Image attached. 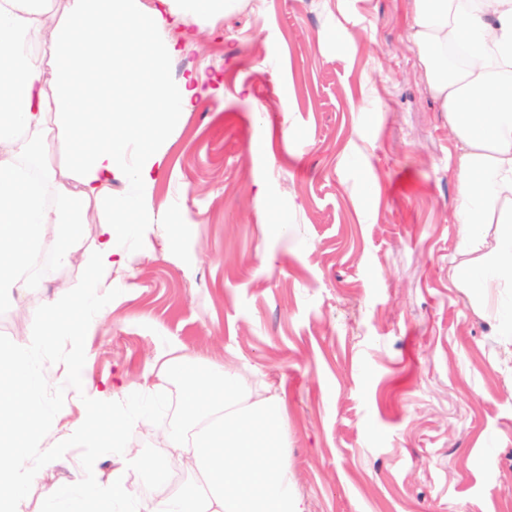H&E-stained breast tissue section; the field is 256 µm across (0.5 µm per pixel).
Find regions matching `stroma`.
I'll use <instances>...</instances> for the list:
<instances>
[{
	"label": "stroma",
	"instance_id": "1",
	"mask_svg": "<svg viewBox=\"0 0 512 512\" xmlns=\"http://www.w3.org/2000/svg\"><path fill=\"white\" fill-rule=\"evenodd\" d=\"M410 0H232L180 9L157 41L215 95L165 131V173L139 195L157 221L118 241L117 298L92 320L83 391L69 388L44 447L83 423V397L152 386L181 348L274 381L288 398V468L310 512H512V359L501 288L455 287L456 142L407 40ZM345 44H338L337 35ZM378 185L374 206L367 188ZM84 263L0 308L31 341L33 308ZM79 449L38 472L17 512H46L45 484L75 480Z\"/></svg>",
	"mask_w": 512,
	"mask_h": 512
}]
</instances>
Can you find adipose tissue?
Instances as JSON below:
<instances>
[{
	"mask_svg": "<svg viewBox=\"0 0 512 512\" xmlns=\"http://www.w3.org/2000/svg\"><path fill=\"white\" fill-rule=\"evenodd\" d=\"M48 0H0V85L8 89L0 113V305L24 296V273L42 249L69 265L81 260L79 228L87 203L103 204L97 249L89 260L96 273L125 265L115 249L131 224H150L152 212L136 199L113 197L112 178L126 172L139 187L162 175L160 134L171 114L191 111L203 89L197 76L178 84L166 63L176 43H145L137 70L112 68L111 84L134 76L150 81L152 99L134 109L101 112L91 89L75 85L71 68L97 71L118 50L116 23L137 25L140 0H69L54 19L59 56L54 93L45 91L43 54L33 52L49 17ZM407 34L424 70L438 111L448 118L457 142V222L460 237L475 247L481 224L503 225V233L474 264L455 267L460 288H512V0H411ZM55 132L73 149L79 191L58 185L46 203L44 183L22 174L20 159L34 153L43 172L53 170L52 147L31 148L17 136L20 126ZM59 232L46 240L47 225ZM159 383L179 382L180 420L159 429L164 448L151 459L120 448L99 501L100 512H309L294 490L285 461L287 407L281 387L246 384L238 371L187 353L166 357ZM186 468L191 485H177L150 500L140 499L127 473L140 468L147 479Z\"/></svg>",
	"mask_w": 512,
	"mask_h": 512,
	"instance_id": "adipose-tissue-1",
	"label": "adipose tissue"
}]
</instances>
